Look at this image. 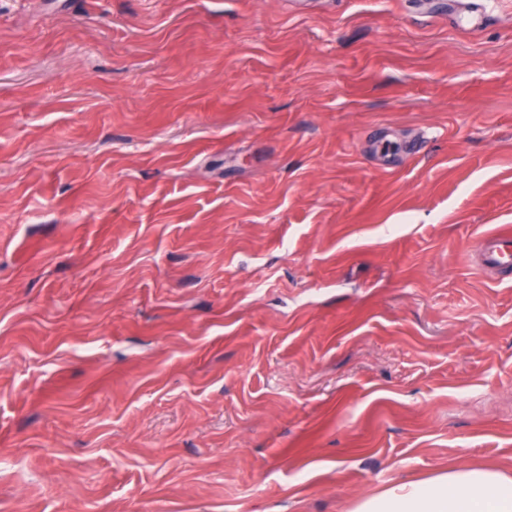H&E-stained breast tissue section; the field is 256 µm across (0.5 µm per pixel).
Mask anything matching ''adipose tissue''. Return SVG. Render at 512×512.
I'll use <instances>...</instances> for the list:
<instances>
[{"label":"adipose tissue","mask_w":512,"mask_h":512,"mask_svg":"<svg viewBox=\"0 0 512 512\" xmlns=\"http://www.w3.org/2000/svg\"><path fill=\"white\" fill-rule=\"evenodd\" d=\"M352 512H512V476L494 467L451 468L365 495Z\"/></svg>","instance_id":"1"}]
</instances>
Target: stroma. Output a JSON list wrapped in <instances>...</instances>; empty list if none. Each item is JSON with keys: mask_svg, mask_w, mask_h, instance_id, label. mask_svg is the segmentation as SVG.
<instances>
[{"mask_svg": "<svg viewBox=\"0 0 512 512\" xmlns=\"http://www.w3.org/2000/svg\"><path fill=\"white\" fill-rule=\"evenodd\" d=\"M0 0V512H349L512 474V0ZM473 266L485 273L512 270V231L510 228L482 235L470 255Z\"/></svg>", "mask_w": 512, "mask_h": 512, "instance_id": "stroma-1", "label": "stroma"}]
</instances>
